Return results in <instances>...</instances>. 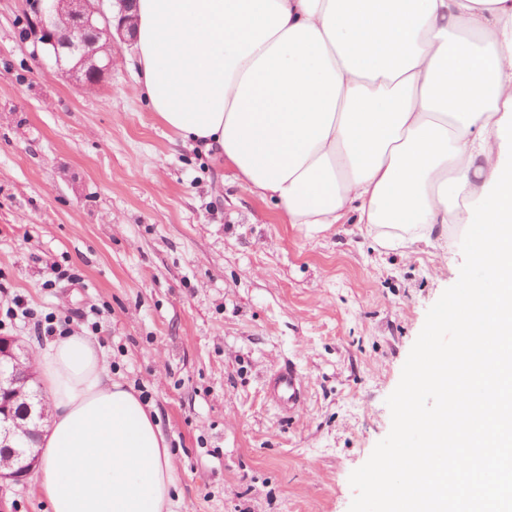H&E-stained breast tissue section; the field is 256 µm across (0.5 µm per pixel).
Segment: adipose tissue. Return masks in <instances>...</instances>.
<instances>
[{
  "mask_svg": "<svg viewBox=\"0 0 512 512\" xmlns=\"http://www.w3.org/2000/svg\"><path fill=\"white\" fill-rule=\"evenodd\" d=\"M138 90L305 237L411 246L465 225L499 163L512 0H137ZM48 512H173L151 410L69 329L32 351Z\"/></svg>",
  "mask_w": 512,
  "mask_h": 512,
  "instance_id": "adipose-tissue-1",
  "label": "adipose tissue"
}]
</instances>
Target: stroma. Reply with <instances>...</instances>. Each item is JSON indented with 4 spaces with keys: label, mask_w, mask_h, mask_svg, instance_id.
<instances>
[{
    "label": "stroma",
    "mask_w": 512,
    "mask_h": 512,
    "mask_svg": "<svg viewBox=\"0 0 512 512\" xmlns=\"http://www.w3.org/2000/svg\"><path fill=\"white\" fill-rule=\"evenodd\" d=\"M25 2L0 0V319L21 295L43 326L100 343L173 451L175 512H348L462 231L304 237L164 125L133 47L92 93L41 67ZM286 362L307 385L291 417L265 389Z\"/></svg>",
    "instance_id": "stroma-1"
}]
</instances>
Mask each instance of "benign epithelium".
<instances>
[{
	"label": "benign epithelium",
	"mask_w": 512,
	"mask_h": 512,
	"mask_svg": "<svg viewBox=\"0 0 512 512\" xmlns=\"http://www.w3.org/2000/svg\"><path fill=\"white\" fill-rule=\"evenodd\" d=\"M128 3L117 0L115 17L112 0H31L27 38L58 68L69 63L72 73L84 70L82 88L94 92L112 71L120 44L134 43L135 22L128 14ZM13 345V339L0 336V396L7 399L30 378ZM31 416L32 411H27L21 423L19 416L0 403L1 448L32 447L37 430L29 427Z\"/></svg>",
	"instance_id": "obj_1"
}]
</instances>
